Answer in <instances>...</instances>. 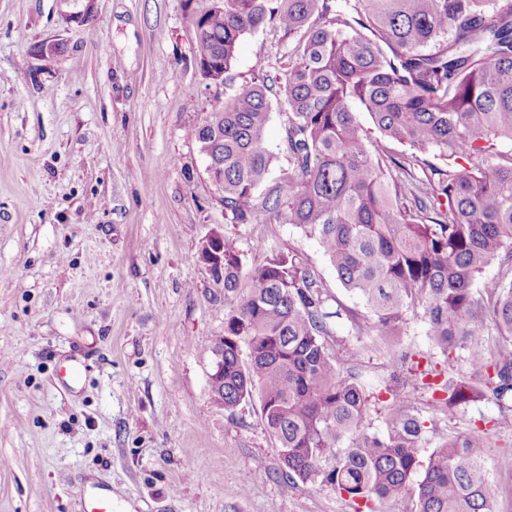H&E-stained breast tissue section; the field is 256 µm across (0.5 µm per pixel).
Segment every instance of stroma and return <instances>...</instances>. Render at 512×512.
<instances>
[{
  "mask_svg": "<svg viewBox=\"0 0 512 512\" xmlns=\"http://www.w3.org/2000/svg\"><path fill=\"white\" fill-rule=\"evenodd\" d=\"M210 0H97L92 34L67 28L59 0H0V512H81L87 483L112 512H359L329 488L286 484L259 399L228 415L209 374L224 333V291L198 259L219 234L244 270L297 253L352 319L332 344L368 385L370 429L393 398L418 411L428 456L488 434L481 453L495 512H512V403L484 395L447 407L395 360L468 381L464 350L444 354L422 313L392 347L336 278L315 239L267 209L288 182L289 110L271 99L272 156L254 223L231 224L198 143L225 88L196 66L193 14ZM62 42L45 57L42 43ZM294 40L264 26L240 40L235 84L282 74ZM82 382L59 376L69 357Z\"/></svg>",
  "mask_w": 512,
  "mask_h": 512,
  "instance_id": "1",
  "label": "stroma"
}]
</instances>
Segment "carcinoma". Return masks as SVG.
I'll use <instances>...</instances> for the list:
<instances>
[{"label": "carcinoma", "mask_w": 512, "mask_h": 512, "mask_svg": "<svg viewBox=\"0 0 512 512\" xmlns=\"http://www.w3.org/2000/svg\"><path fill=\"white\" fill-rule=\"evenodd\" d=\"M193 23L202 79L230 89L198 130L230 223H253L272 162L273 85L264 76L234 88L235 53L243 35L275 23L296 42L275 80L291 169L270 212L319 243L385 343L420 309L436 347L466 350L472 374L493 370L494 397H512V279L475 291L477 275L512 254V164L488 161L512 143V0H211ZM388 141L412 153L389 158ZM430 150L448 168L421 158ZM219 249L227 311L214 395L231 416L258 395L288 483L366 501L413 490L418 512H494L484 433L423 460V422L397 398L387 434L370 431L365 389L328 342L344 309L298 255L275 252L245 278L236 242L223 237ZM490 330L495 348L470 343ZM440 391L447 406L483 395L451 375Z\"/></svg>", "instance_id": "1"}]
</instances>
